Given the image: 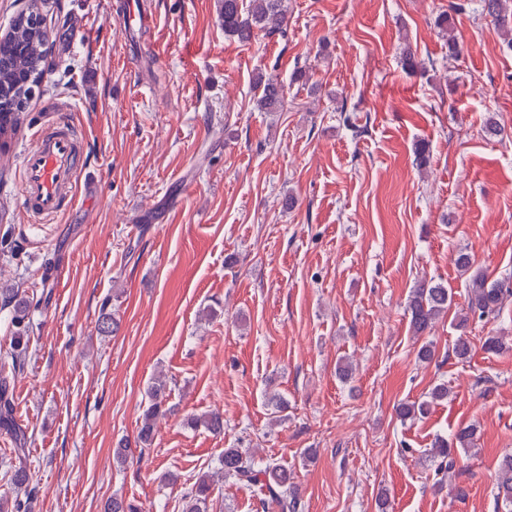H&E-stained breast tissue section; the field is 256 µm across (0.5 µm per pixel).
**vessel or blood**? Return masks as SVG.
<instances>
[{
	"mask_svg": "<svg viewBox=\"0 0 512 512\" xmlns=\"http://www.w3.org/2000/svg\"><path fill=\"white\" fill-rule=\"evenodd\" d=\"M82 132L55 122L36 130L20 162L19 210L45 223L70 210L83 169Z\"/></svg>",
	"mask_w": 512,
	"mask_h": 512,
	"instance_id": "obj_1",
	"label": "vessel or blood"
}]
</instances>
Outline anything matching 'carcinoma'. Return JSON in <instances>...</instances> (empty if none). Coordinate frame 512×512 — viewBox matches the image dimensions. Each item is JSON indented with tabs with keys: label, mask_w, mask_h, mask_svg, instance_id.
I'll use <instances>...</instances> for the list:
<instances>
[{
	"label": "carcinoma",
	"mask_w": 512,
	"mask_h": 512,
	"mask_svg": "<svg viewBox=\"0 0 512 512\" xmlns=\"http://www.w3.org/2000/svg\"><path fill=\"white\" fill-rule=\"evenodd\" d=\"M482 14L498 24L506 46L512 51V28L508 17L512 14L509 0H481ZM288 6L284 0H220L219 13L224 23V34L241 44H249L256 32L269 34L285 33L288 25ZM14 33L11 47L0 52V148L14 136L23 122V110L11 109V92L16 84L25 80L44 58V41L47 36L25 26L12 24ZM255 89L260 93L259 106L266 111L278 110L285 104L284 85L274 72L257 76ZM456 265L468 274L467 312L458 321L464 329L471 315H496L505 302L512 299V273L491 280L479 269L473 268L468 255L458 254ZM450 294L441 283L426 277L421 278L412 289L407 314L413 334L423 336L431 331L440 315L448 311ZM8 309L14 328V344L6 357L11 359L14 370L24 365L29 343L31 310L36 308L17 288H0V309ZM148 405L143 412L135 447L144 449L152 445L157 419L170 411L168 406V382L165 376L154 378L147 389ZM448 398V385H435L429 399L421 402L402 403L397 407L403 419H415L428 413L431 404ZM13 373L0 368V428L8 430L14 441L10 458L6 463L9 480L14 488L23 492V497L0 495V512H31L32 501L37 494L29 468V449L25 448L26 433L13 420ZM193 424L202 425L211 432L224 430V418L219 412H209L193 419ZM478 429L472 423L456 430L452 438H435L430 456L437 462L436 474L447 475L455 465L456 455L475 447ZM221 470L203 474L194 483V489L184 495L183 512H207V501L213 483L229 477L236 483L255 492L262 512H302L304 507L299 486L293 481L288 467L276 459H256L254 455L239 448L224 449L220 461ZM496 508L512 512V455L504 457L499 465L495 494Z\"/></svg>",
	"instance_id": "cac0c4a2"
}]
</instances>
